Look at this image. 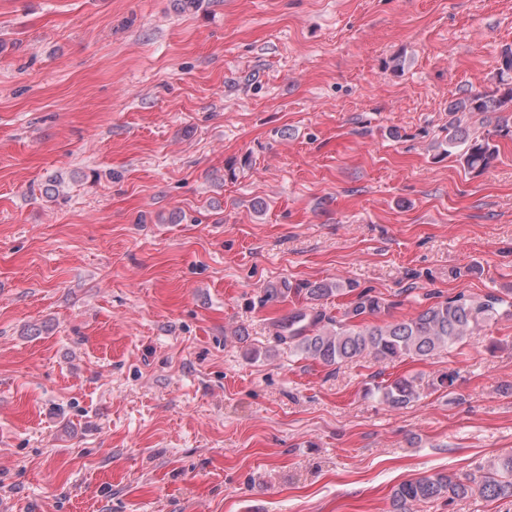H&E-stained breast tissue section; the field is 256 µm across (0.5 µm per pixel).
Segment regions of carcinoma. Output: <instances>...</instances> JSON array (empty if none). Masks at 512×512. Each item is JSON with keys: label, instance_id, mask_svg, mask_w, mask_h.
Wrapping results in <instances>:
<instances>
[{"label": "carcinoma", "instance_id": "obj_1", "mask_svg": "<svg viewBox=\"0 0 512 512\" xmlns=\"http://www.w3.org/2000/svg\"><path fill=\"white\" fill-rule=\"evenodd\" d=\"M511 103L512 49H506L492 86L469 92L448 105V135L437 147L447 155H456L470 172L485 170L496 157L493 137H512V111H506ZM490 114L494 115L493 129L484 135L470 134L464 118ZM297 292L304 293L311 306L288 315L280 325L281 331L288 333L299 355L325 366L353 362L363 356L380 362L428 357L474 335L497 317L512 315V302L496 293L480 298L460 293L431 303L410 318L368 324L366 317L379 313L385 302L353 281L307 283ZM347 294L353 299L340 319L325 315L318 307L324 299ZM376 390L381 401L393 409L403 408L419 396L415 380L406 377L378 384ZM475 495L485 501L512 502V455L464 476L437 472L402 482L391 493V512H410L415 504L439 499L452 503Z\"/></svg>", "mask_w": 512, "mask_h": 512}]
</instances>
